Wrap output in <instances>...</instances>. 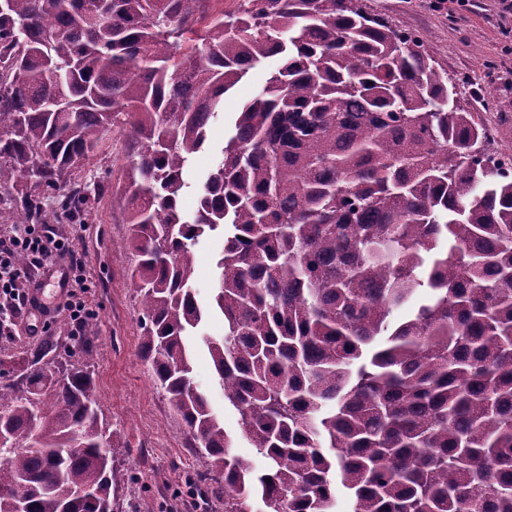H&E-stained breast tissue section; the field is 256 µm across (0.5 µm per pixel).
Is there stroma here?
<instances>
[{"mask_svg": "<svg viewBox=\"0 0 512 512\" xmlns=\"http://www.w3.org/2000/svg\"><path fill=\"white\" fill-rule=\"evenodd\" d=\"M368 4L398 28L420 35L443 68L469 78L474 95L468 103L489 130L488 152L512 153V55L501 51L495 0H472L471 8L454 18L431 11L426 0ZM276 64L273 58L263 61L225 95V118L212 126L208 147L191 163L194 172L214 165L215 151L228 133L227 118L256 95ZM82 221L89 226L86 233H77L75 225L67 223L58 230L73 236L77 250L86 255L92 277L87 301L94 317L85 336L72 340L66 314L54 311L48 318L49 332L62 337V357L91 362L95 399L116 439L112 454L128 474L117 491L114 512H224L223 504L196 490L194 481L207 473V464L140 353L141 305L128 276L133 260L125 246L128 227L105 200L93 203ZM194 376L225 429L236 431L239 415L225 403L206 352L197 354Z\"/></svg>", "mask_w": 512, "mask_h": 512, "instance_id": "1", "label": "stroma"}]
</instances>
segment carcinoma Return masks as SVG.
<instances>
[{
  "label": "carcinoma",
  "mask_w": 512,
  "mask_h": 512,
  "mask_svg": "<svg viewBox=\"0 0 512 512\" xmlns=\"http://www.w3.org/2000/svg\"><path fill=\"white\" fill-rule=\"evenodd\" d=\"M233 4L203 22L201 0H5L0 203L51 224L106 195L124 216L142 357L224 512H335L338 484L352 512H512V174L476 148L466 79L366 0ZM272 57L186 214L224 95ZM115 130L123 183H84ZM213 234L224 335L204 346L260 463L193 378ZM59 348L0 359L23 377L0 385V512H97L78 491L125 481L93 373ZM218 243L202 240L194 249L196 274L195 288L203 301L210 299L217 282L216 258Z\"/></svg>",
  "instance_id": "carcinoma-1"
}]
</instances>
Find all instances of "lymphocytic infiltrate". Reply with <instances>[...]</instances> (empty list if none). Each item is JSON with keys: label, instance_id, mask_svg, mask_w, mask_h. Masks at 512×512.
<instances>
[{"label": "lymphocytic infiltrate", "instance_id": "f902f5d3", "mask_svg": "<svg viewBox=\"0 0 512 512\" xmlns=\"http://www.w3.org/2000/svg\"><path fill=\"white\" fill-rule=\"evenodd\" d=\"M86 268V260L73 242L50 225L30 224L1 234L0 335H12L21 324L38 333L39 317L48 308L38 304L34 293L51 277L57 280L71 335H84L91 317L85 301L89 291Z\"/></svg>", "mask_w": 512, "mask_h": 512}]
</instances>
